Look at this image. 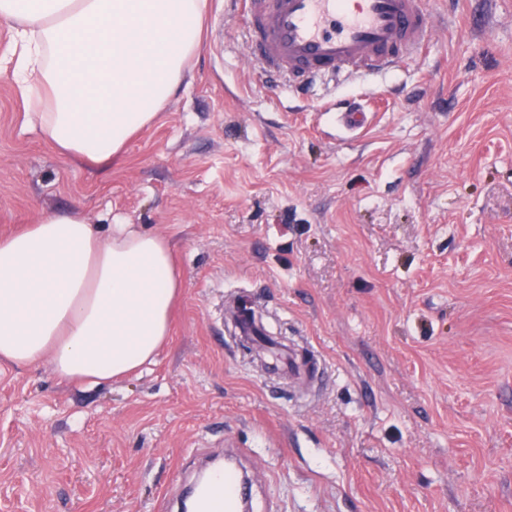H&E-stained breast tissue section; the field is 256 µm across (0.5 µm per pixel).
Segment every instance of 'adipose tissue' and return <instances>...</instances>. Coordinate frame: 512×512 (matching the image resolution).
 Listing matches in <instances>:
<instances>
[{
	"instance_id": "adipose-tissue-1",
	"label": "adipose tissue",
	"mask_w": 512,
	"mask_h": 512,
	"mask_svg": "<svg viewBox=\"0 0 512 512\" xmlns=\"http://www.w3.org/2000/svg\"><path fill=\"white\" fill-rule=\"evenodd\" d=\"M206 0H0L19 39L0 57L27 124L89 168L118 164L186 78L202 47ZM183 287L173 246L133 224L107 229L76 211L0 238V360H49L93 384L150 363Z\"/></svg>"
}]
</instances>
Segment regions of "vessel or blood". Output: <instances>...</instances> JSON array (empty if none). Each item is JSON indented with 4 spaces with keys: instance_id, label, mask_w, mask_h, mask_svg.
Returning <instances> with one entry per match:
<instances>
[{
    "instance_id": "vessel-or-blood-1",
    "label": "vessel or blood",
    "mask_w": 512,
    "mask_h": 512,
    "mask_svg": "<svg viewBox=\"0 0 512 512\" xmlns=\"http://www.w3.org/2000/svg\"><path fill=\"white\" fill-rule=\"evenodd\" d=\"M261 72L295 84L367 78L401 66L430 43L426 0H230ZM248 488L236 467L200 491L199 512H241Z\"/></svg>"
}]
</instances>
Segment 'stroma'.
<instances>
[{"instance_id":"obj_1","label":"stroma","mask_w":512,"mask_h":512,"mask_svg":"<svg viewBox=\"0 0 512 512\" xmlns=\"http://www.w3.org/2000/svg\"><path fill=\"white\" fill-rule=\"evenodd\" d=\"M427 8L407 66L298 89L209 0L189 78L106 172L25 125L0 73V236L118 218L170 239L184 280L129 378L0 363V512H168L229 446L253 512H512V0ZM240 298L314 356L304 388L231 335Z\"/></svg>"}]
</instances>
